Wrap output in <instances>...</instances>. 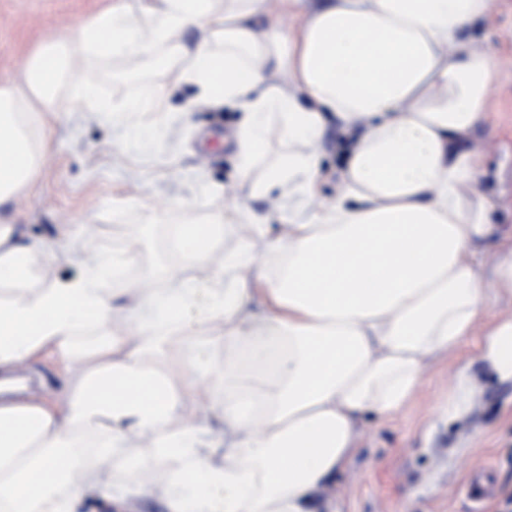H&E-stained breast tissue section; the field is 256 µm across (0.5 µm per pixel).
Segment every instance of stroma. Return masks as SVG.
Segmentation results:
<instances>
[{"instance_id":"obj_1","label":"stroma","mask_w":512,"mask_h":512,"mask_svg":"<svg viewBox=\"0 0 512 512\" xmlns=\"http://www.w3.org/2000/svg\"><path fill=\"white\" fill-rule=\"evenodd\" d=\"M157 0H0V81L20 82L25 55L44 34L68 35L99 10L117 5L139 14ZM477 50L493 56L499 76L491 89L485 121L457 144L458 151L478 155L481 175L473 188L493 204L491 223L498 233L475 248L484 281V323L512 311V298L498 294L494 255L512 244V0H492L485 17L463 32ZM103 97L115 107L152 95L156 81L148 60L118 58L89 74ZM243 111L201 101L190 83L170 92L162 112L139 114L154 128L156 147L142 151L128 125L98 118L80 109L58 113L49 123V147L33 185L0 207V221L17 225L24 236L56 244L73 253L51 270L53 279L80 277L76 261L86 239L123 248L134 246L136 258L115 274L111 286L126 314L138 306L127 295L132 286L165 288L168 266H182L184 278L206 281L207 268L183 264L167 248L170 219L176 214L196 222L223 211L237 219L245 204L249 221L279 231L281 224L305 216L307 209L335 201L352 137L334 114H326L316 146L320 172L315 195L301 209L289 210L278 190L241 199L237 132ZM482 326L475 327L452 352L426 366L424 383L414 399L389 417L368 413L357 421V451L329 480L321 498L327 512H507L512 507V379L491 375L475 357ZM35 397L58 402L63 371L52 358L21 366ZM474 389L464 411L448 416V391L458 377ZM493 474L488 499L476 503L465 484L473 466ZM167 484L168 471L152 461L140 466L117 464L114 482L123 496H93L85 512H168L164 497L138 491L143 477Z\"/></svg>"}]
</instances>
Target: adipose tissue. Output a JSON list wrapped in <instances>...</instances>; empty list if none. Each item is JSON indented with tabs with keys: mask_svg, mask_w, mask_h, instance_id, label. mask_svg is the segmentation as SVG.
Here are the masks:
<instances>
[{
	"mask_svg": "<svg viewBox=\"0 0 512 512\" xmlns=\"http://www.w3.org/2000/svg\"><path fill=\"white\" fill-rule=\"evenodd\" d=\"M266 0H160L135 16L111 6L68 38L43 36L21 85L0 82V205L31 184L46 117L79 108L109 121L164 109V92L114 108L89 78L117 57L147 58L162 80L189 82L213 105H239L245 196L313 194L311 147L323 115L364 124L341 174L343 193L282 225L212 215L178 227L186 263L174 286L134 288L142 317L119 315L111 274L134 250L88 243L81 276L49 277L60 255L0 224V370L49 355L64 400H0V512H77L107 487L114 456L141 449L170 467V512H312L328 478L356 451V417L410 403L427 359L453 351L478 323L484 288L475 246L492 233L490 203L471 192L480 163L455 146L482 122L495 60L461 38L491 0H316L282 35L246 19ZM202 38L185 49L182 33ZM287 73L288 86L274 83ZM276 127L288 153L255 176ZM237 252L214 264L225 234ZM210 333L187 336L188 308ZM224 344V367L210 342ZM480 357L512 378V313L489 324ZM224 408V459L204 446L206 402Z\"/></svg>",
	"mask_w": 512,
	"mask_h": 512,
	"instance_id": "obj_1",
	"label": "adipose tissue"
}]
</instances>
